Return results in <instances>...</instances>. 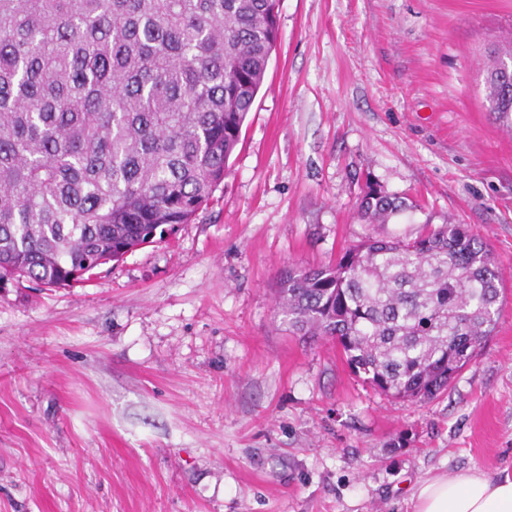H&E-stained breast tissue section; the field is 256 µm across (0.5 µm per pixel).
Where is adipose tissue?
Returning a JSON list of instances; mask_svg holds the SVG:
<instances>
[{
	"mask_svg": "<svg viewBox=\"0 0 512 512\" xmlns=\"http://www.w3.org/2000/svg\"><path fill=\"white\" fill-rule=\"evenodd\" d=\"M412 499L414 512H512V477L474 469L443 473L420 481Z\"/></svg>",
	"mask_w": 512,
	"mask_h": 512,
	"instance_id": "adipose-tissue-1",
	"label": "adipose tissue"
}]
</instances>
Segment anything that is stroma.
<instances>
[{
	"mask_svg": "<svg viewBox=\"0 0 512 512\" xmlns=\"http://www.w3.org/2000/svg\"><path fill=\"white\" fill-rule=\"evenodd\" d=\"M509 29L512 0H280L195 219L87 285L0 288V512H413L432 475L512 473V131L484 66ZM369 181L406 209L370 223ZM449 221L504 293L447 391L382 395L289 332L288 267Z\"/></svg>",
	"mask_w": 512,
	"mask_h": 512,
	"instance_id": "stroma-1",
	"label": "stroma"
}]
</instances>
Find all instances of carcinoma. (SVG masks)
<instances>
[{
    "instance_id": "1",
    "label": "carcinoma",
    "mask_w": 512,
    "mask_h": 512,
    "mask_svg": "<svg viewBox=\"0 0 512 512\" xmlns=\"http://www.w3.org/2000/svg\"><path fill=\"white\" fill-rule=\"evenodd\" d=\"M276 0H0V283L73 286L188 224L224 180L264 82ZM512 34L487 68L512 130ZM405 207L369 185L362 214ZM280 312L330 336L356 377L399 398L447 390L493 332L495 261L461 224L369 238L334 266H292Z\"/></svg>"
}]
</instances>
